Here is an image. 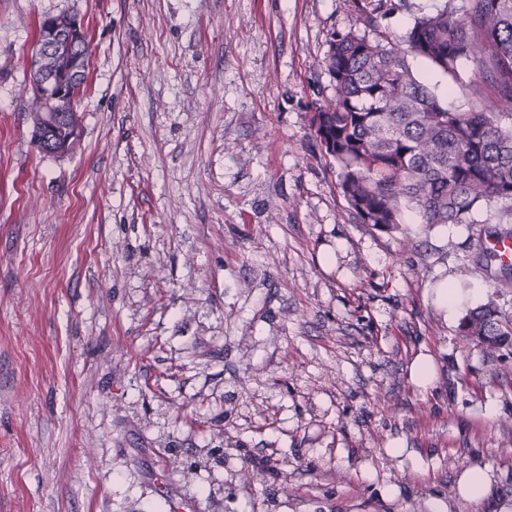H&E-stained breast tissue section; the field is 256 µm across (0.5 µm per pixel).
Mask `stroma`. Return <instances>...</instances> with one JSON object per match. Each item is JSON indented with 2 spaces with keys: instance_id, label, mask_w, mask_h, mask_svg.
Returning a JSON list of instances; mask_svg holds the SVG:
<instances>
[{
  "instance_id": "stroma-1",
  "label": "stroma",
  "mask_w": 512,
  "mask_h": 512,
  "mask_svg": "<svg viewBox=\"0 0 512 512\" xmlns=\"http://www.w3.org/2000/svg\"><path fill=\"white\" fill-rule=\"evenodd\" d=\"M356 5L0 0V512H512V348L457 335L512 315V272L469 273L501 209L356 223L310 129ZM60 13L91 59L55 156L28 87ZM458 336L487 349H500L505 343L511 345L512 317L490 304L474 309L462 318Z\"/></svg>"
}]
</instances>
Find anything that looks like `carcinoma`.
<instances>
[{
	"mask_svg": "<svg viewBox=\"0 0 512 512\" xmlns=\"http://www.w3.org/2000/svg\"><path fill=\"white\" fill-rule=\"evenodd\" d=\"M384 0H362L360 28L328 40L323 59L334 95L315 108L310 129L330 163L349 213L361 224L399 230L411 210L429 226L475 224L483 208L512 217V0H453L414 18L401 48L380 31ZM413 54L461 80L464 111L439 101L408 62ZM90 59L72 80L70 58L45 72L34 60L31 81H44L31 106L50 104L63 88L80 103ZM79 112L54 125L52 136L74 145ZM458 336L487 349L512 341V317L493 305L467 313Z\"/></svg>",
	"mask_w": 512,
	"mask_h": 512,
	"instance_id": "1",
	"label": "carcinoma"
}]
</instances>
